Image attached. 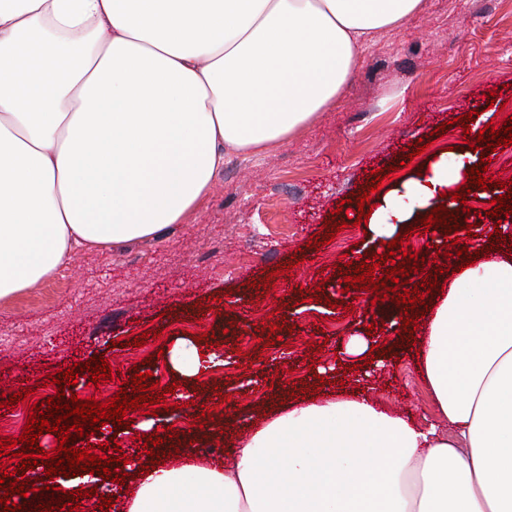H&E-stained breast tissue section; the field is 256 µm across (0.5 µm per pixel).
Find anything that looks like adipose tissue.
<instances>
[{
  "label": "adipose tissue",
  "instance_id": "ef3b65f1",
  "mask_svg": "<svg viewBox=\"0 0 512 512\" xmlns=\"http://www.w3.org/2000/svg\"><path fill=\"white\" fill-rule=\"evenodd\" d=\"M422 0H0V300L77 249L158 237L230 152L261 153L340 95L363 44ZM476 158L389 193L375 242ZM439 421L355 393L298 401L223 467L150 471L128 512H512V254H477L417 335Z\"/></svg>",
  "mask_w": 512,
  "mask_h": 512
}]
</instances>
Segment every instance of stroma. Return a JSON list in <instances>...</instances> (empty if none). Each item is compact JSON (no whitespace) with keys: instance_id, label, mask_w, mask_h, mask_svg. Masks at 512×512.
I'll list each match as a JSON object with an SVG mask.
<instances>
[{"instance_id":"stroma-1","label":"stroma","mask_w":512,"mask_h":512,"mask_svg":"<svg viewBox=\"0 0 512 512\" xmlns=\"http://www.w3.org/2000/svg\"><path fill=\"white\" fill-rule=\"evenodd\" d=\"M362 62L349 76L336 103L315 121L260 156L232 155L224 162L206 201L183 223L155 239L76 252L53 276L0 301V377L13 392L31 388L28 401L0 417V438L19 437L33 403L54 396L46 378L69 365L103 356L117 380L92 386L83 373L66 394L103 401L119 392L122 380L151 372L161 386L177 384L168 402L186 406L143 416L134 424H105L77 446L117 441L129 463H110L111 479L91 474L80 512H113L99 498L122 503L116 475L135 474L160 462V454L219 459L239 447L242 436L299 397L357 390L345 343L354 333L371 334L388 346L385 369L371 376L366 395L385 408L437 419L433 399L417 371L415 346L405 342V318L420 309L378 302L373 292L344 291L337 263L371 257V242L356 227V202L372 184L373 169H400L398 187L446 147L467 151L456 117L477 110L480 124L501 127L512 117V0H423L422 9L399 26L376 33L361 51ZM495 102H488V94ZM442 137L415 160H408L419 138L435 129ZM488 173L498 183L473 190L467 198L474 237L460 246L491 244L493 225L479 216L493 197L512 196V145L490 155ZM344 224L331 244L311 247L321 227ZM439 225L406 237L405 248L421 251L424 270L410 271L414 285L424 273L443 281L434 263L439 235L455 233ZM292 266L277 277L270 297L264 281L275 266ZM318 289V302H303L301 289ZM277 313L284 345L254 340L255 326ZM381 328H372V320ZM161 336L135 346L147 330ZM203 340H196V332ZM210 351L222 366L200 377L179 375L169 352L175 346ZM230 396L233 407L208 419L202 409ZM173 427V437L143 453L140 423Z\"/></svg>"}]
</instances>
